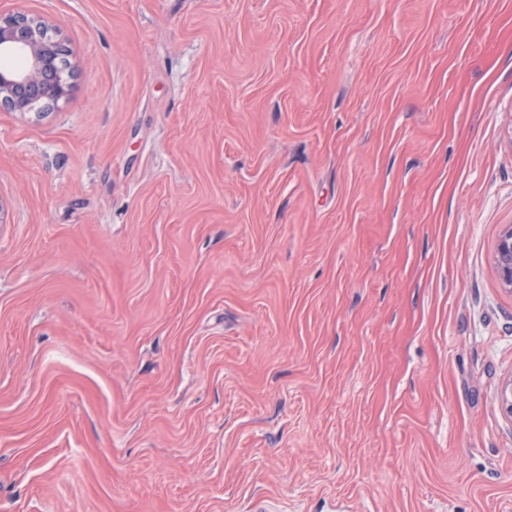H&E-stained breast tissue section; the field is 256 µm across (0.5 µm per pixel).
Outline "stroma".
<instances>
[{
	"label": "stroma",
	"mask_w": 512,
	"mask_h": 512,
	"mask_svg": "<svg viewBox=\"0 0 512 512\" xmlns=\"http://www.w3.org/2000/svg\"><path fill=\"white\" fill-rule=\"evenodd\" d=\"M0 13V512H512V0ZM45 22L25 14H0V49L19 54L26 63L21 69L0 72V108L36 114L66 100L71 83L60 63L63 41L43 37ZM495 264L502 285L512 292V224L504 225L498 235Z\"/></svg>",
	"instance_id": "35a3bbf8"
}]
</instances>
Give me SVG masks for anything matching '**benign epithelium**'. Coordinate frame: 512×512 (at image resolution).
Listing matches in <instances>:
<instances>
[{"instance_id":"benign-epithelium-1","label":"benign epithelium","mask_w":512,"mask_h":512,"mask_svg":"<svg viewBox=\"0 0 512 512\" xmlns=\"http://www.w3.org/2000/svg\"><path fill=\"white\" fill-rule=\"evenodd\" d=\"M45 22L25 14H0V51L19 54L25 66L0 72V108L37 114L66 100L71 83L60 63L65 43L43 37ZM495 264L502 285L512 292V224L501 229L495 244Z\"/></svg>"}]
</instances>
